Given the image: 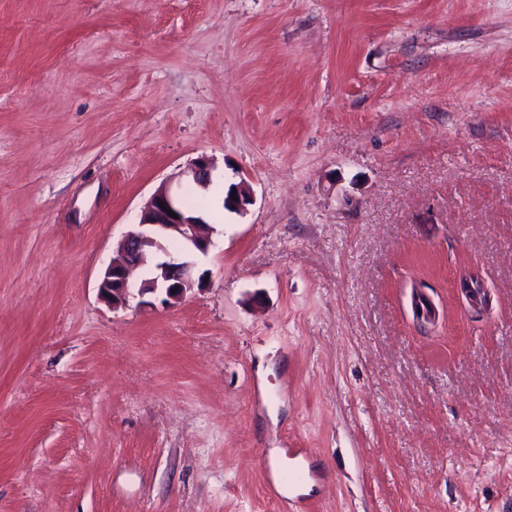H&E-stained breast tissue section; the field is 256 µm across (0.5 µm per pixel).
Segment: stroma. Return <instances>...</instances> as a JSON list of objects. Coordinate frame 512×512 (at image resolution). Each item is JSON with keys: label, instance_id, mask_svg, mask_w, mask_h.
Returning a JSON list of instances; mask_svg holds the SVG:
<instances>
[{"label": "stroma", "instance_id": "stroma-1", "mask_svg": "<svg viewBox=\"0 0 512 512\" xmlns=\"http://www.w3.org/2000/svg\"><path fill=\"white\" fill-rule=\"evenodd\" d=\"M0 512H512V0H0ZM213 163L208 158H198L178 176L185 177L188 181H192L199 186H206L211 181V171ZM233 190H236V195H233ZM233 196H237V200H234ZM251 202V188L244 181H240L237 184H232L227 194L224 196V208L226 205L228 210L233 211L234 213H242L245 211V207L247 205L252 204ZM167 210L173 211L177 218L170 216ZM134 226L119 242L116 255L106 267L99 285L100 293L113 309L127 307L132 299H138V305H149L152 304L150 298L155 296H164L162 303L175 304L195 285L198 290L202 289L205 275L196 280V263L192 257L196 253L206 254L215 247L212 238L215 230L211 224L190 214L179 191L168 182L161 183ZM162 241L179 244L180 253L167 252ZM149 248L162 252L165 259L155 263L149 277L137 283L132 280V274L147 263Z\"/></svg>", "mask_w": 512, "mask_h": 512}]
</instances>
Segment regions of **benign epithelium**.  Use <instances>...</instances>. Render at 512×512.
<instances>
[{"mask_svg": "<svg viewBox=\"0 0 512 512\" xmlns=\"http://www.w3.org/2000/svg\"><path fill=\"white\" fill-rule=\"evenodd\" d=\"M212 169L210 159L201 157L180 176L206 186L211 181ZM251 202V188L243 180L231 185L224 196V205L235 213L245 211ZM171 211L175 216L169 215ZM213 234L212 225L190 214L179 191L168 182L161 183L144 206L139 223L119 242L116 255L103 273L100 293L114 309L127 307L132 299L140 305H149L155 296L162 297L165 304L179 302L194 287L203 285L204 276H195L196 263L192 257L215 247ZM164 241L179 244L181 251H165ZM149 248L164 253L165 259L155 263L149 277L137 283L132 280V274L147 263Z\"/></svg>", "mask_w": 512, "mask_h": 512, "instance_id": "benign-epithelium-1", "label": "benign epithelium"}]
</instances>
